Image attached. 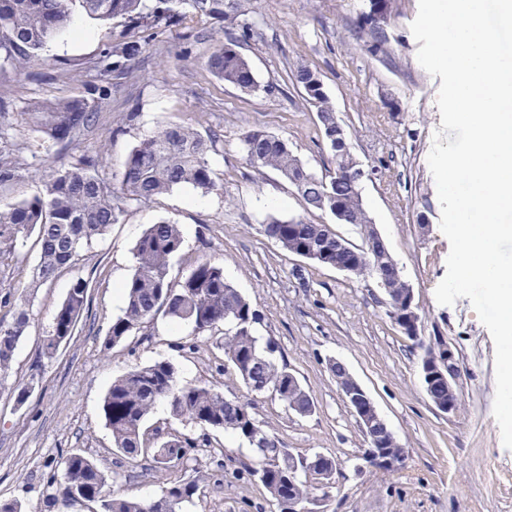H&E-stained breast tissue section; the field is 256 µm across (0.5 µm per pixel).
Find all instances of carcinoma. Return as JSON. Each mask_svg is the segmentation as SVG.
Returning a JSON list of instances; mask_svg holds the SVG:
<instances>
[{
  "instance_id": "obj_1",
  "label": "carcinoma",
  "mask_w": 512,
  "mask_h": 512,
  "mask_svg": "<svg viewBox=\"0 0 512 512\" xmlns=\"http://www.w3.org/2000/svg\"><path fill=\"white\" fill-rule=\"evenodd\" d=\"M192 15L224 24L228 35L212 52L208 66L224 82L245 94L258 92L249 60L236 47L249 35L248 23L240 20L238 0H179ZM94 20L124 18L135 29L159 30L177 20L173 0H0V108L5 105L10 71L23 68L38 57L51 39L70 26L74 7ZM146 40L127 35L112 42L99 55L94 68L103 77L132 75L131 64L142 53ZM30 127L55 143L72 139V134L93 125L97 113L84 97L47 101L33 105L28 113ZM246 159L257 171H277L294 185L306 209L328 217L341 207L349 223H372L364 206L361 188L351 184L348 171L355 158H335L331 183L323 176L307 177L305 164L288 142L262 129H252L242 139ZM209 145L190 126L168 123L144 139L130 152L120 173L119 186L100 178L99 161L82 156L67 165L52 166L40 174L42 194L0 203V288L11 287V269L19 246L35 237L39 260L31 275V287L52 282L75 264L92 241L117 223L126 202L148 203L176 187L190 185L208 193L215 188L207 155ZM31 164L16 145L0 146V194L15 190L29 177ZM268 238L284 251L294 253L316 248L325 253L323 265L336 264V234L327 224L302 219L283 222L272 218L265 224ZM177 224L150 225L134 246L135 264L122 287L125 306L112 321L105 348L120 343L147 322L160 317L171 325H189L197 334L220 324L229 325L224 337V354L233 372L253 391L266 387L288 408L300 415L315 410L297 378L285 364L273 357L271 342L260 343L253 334L259 314L252 304L224 277V267L200 262L178 280L170 276V261L183 247ZM90 282L77 278L72 283L54 318L52 332L44 339L42 358L52 360L60 346L74 335L86 309ZM29 316L19 301L12 321H0V393L14 394L18 405L33 393L36 379L23 385H9V371L15 349L25 335ZM165 402L173 416L202 427L224 430L249 442L263 428L248 405L230 399L205 385H181L177 370L168 360H156L137 367L112 381L103 400L105 425L112 433L114 447L132 458H151L157 465L158 449L169 448L185 458L195 447L188 436L168 434L158 446L144 443L143 424L155 406ZM268 445L257 449L255 465L242 472L257 479L276 502L278 512H287L288 502L301 504L318 489V481L303 478L317 467V456L290 455L278 446L274 435L264 431ZM62 481L54 502L66 506L78 500L100 504L101 512H184L198 489V480L175 483L153 500L138 501L116 497L107 491L108 477L100 465L82 453H71L62 461Z\"/></svg>"
}]
</instances>
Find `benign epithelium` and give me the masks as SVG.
<instances>
[{"instance_id": "1", "label": "benign epithelium", "mask_w": 512, "mask_h": 512, "mask_svg": "<svg viewBox=\"0 0 512 512\" xmlns=\"http://www.w3.org/2000/svg\"><path fill=\"white\" fill-rule=\"evenodd\" d=\"M387 18V4L384 0H371L370 11L366 14V20L377 27ZM324 138L336 155L350 153L347 132L343 125L335 121L328 123L322 128ZM354 245L341 237H336V266L335 269L350 273V265L343 256L352 251ZM363 249L370 256L371 266L369 273L376 276L380 285L387 294L388 312L400 324V329L406 336L422 340L420 334L421 317L414 306V292L412 287L394 290L389 287V276L392 273H399L398 266L391 259L389 251L377 232L375 225L366 224L363 228ZM461 374L459 363L453 350L443 344L439 346L438 357L435 363L425 369L424 388L426 393H431L437 382H444L448 386V401L442 403L431 399L434 407L444 414H454L458 409L459 395L456 388L457 380ZM346 404L357 419L359 427L365 438L366 448L362 452V460L370 465H383L388 468H400L406 458L408 451L401 444L380 452L379 448L392 431L385 420L381 417L377 408L368 393L359 383L350 387L339 385Z\"/></svg>"}]
</instances>
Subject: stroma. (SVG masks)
<instances>
[{"label": "stroma", "instance_id": "stroma-1", "mask_svg": "<svg viewBox=\"0 0 512 512\" xmlns=\"http://www.w3.org/2000/svg\"><path fill=\"white\" fill-rule=\"evenodd\" d=\"M239 4L243 21L252 26L241 51L261 86L251 95L211 72L207 61L224 29L192 15L149 40L134 63V79L118 81L107 97L95 101L96 126L72 142L50 145L30 128L27 113L37 102L85 94L95 74L73 72L72 64L96 59L126 31V23L75 14L69 31L46 44L38 61L12 75L0 130L22 145L32 168L99 156L100 176L113 183L140 140L164 124L180 123L210 140L216 188L204 196L181 186L148 204L127 202L119 223L45 288H30L38 252L31 243L23 248L11 284L15 297L27 299L30 321L15 350L10 380L24 384L35 376L39 383L24 405L0 396V501L19 502L24 512H60L50 504L56 492L50 478L60 473L63 458L80 451L125 497L151 500L175 482L196 479L200 486L188 512H275L260 482L232 474L253 462L248 442L177 419L167 404L154 408L145 428L196 439L187 465L146 472L142 459L115 450L102 413L108 386L135 367L165 359L176 366L180 384L208 385L247 404L280 447L333 458L336 473L326 512H512V450L503 446L493 415L492 336L469 299L444 306L434 296L450 246L440 230L441 206L427 163L441 127L436 105L441 80L417 60L419 45L410 25L418 0H390L388 18L376 31L365 21L369 0ZM301 66L318 72L351 151L364 164V204L413 288L423 338L443 341L456 353L462 372L454 415L433 407L421 378L423 351L390 319L374 277L311 263L283 251L264 233L271 217L329 222L328 216L306 210L275 172H257L243 152L244 134L260 128L285 139L313 171L334 168L317 114L292 82ZM268 84L277 85V92L265 93ZM128 112L136 113V121L125 134L113 135V126ZM423 215L429 220L425 228L419 223ZM160 221L180 225L183 232L173 275L204 260L223 265L225 277L261 316L256 336L272 341L277 361L287 363L312 397V414L299 415L273 392H252L223 372L220 329L198 335L189 326L157 320L105 347L123 307L115 295L132 271V249L147 226ZM79 277L91 288L78 331L51 362L41 363L43 339ZM334 361L344 364L408 448L402 468L355 472L364 436L330 370Z\"/></svg>", "mask_w": 512, "mask_h": 512}]
</instances>
